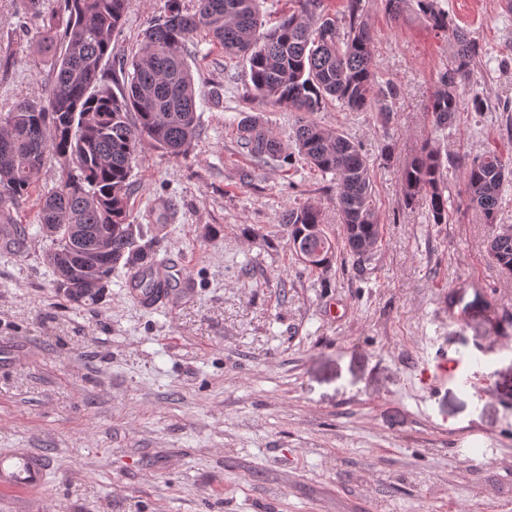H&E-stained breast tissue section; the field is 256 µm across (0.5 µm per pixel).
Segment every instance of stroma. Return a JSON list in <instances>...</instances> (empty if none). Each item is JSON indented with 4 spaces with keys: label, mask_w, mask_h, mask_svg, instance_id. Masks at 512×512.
<instances>
[{
    "label": "stroma",
    "mask_w": 512,
    "mask_h": 512,
    "mask_svg": "<svg viewBox=\"0 0 512 512\" xmlns=\"http://www.w3.org/2000/svg\"><path fill=\"white\" fill-rule=\"evenodd\" d=\"M479 44L462 105L437 129L430 100L452 48L417 8L362 0L388 111L338 102L310 118L359 144L383 240L359 261L337 249L309 271L282 215L316 205L339 231L336 177L294 153L297 113L249 94L245 59L197 33L188 59L200 132L187 155L144 146L130 221L149 260L181 266L173 307L144 308L116 269L97 304L68 302L43 261L38 194L47 159L0 240V450L48 461L39 490L0 494V512H512V275L488 251L512 229V182L496 223L469 204L463 166L496 150L512 164V11L501 0H438ZM0 0V110L45 98L51 64L36 15ZM165 0H128L109 68L135 51ZM291 150L242 153V114ZM448 158V221L405 206L402 168L422 145ZM465 295L458 311L451 299ZM472 357L463 377L439 361Z\"/></svg>",
    "instance_id": "1"
}]
</instances>
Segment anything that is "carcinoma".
Wrapping results in <instances>:
<instances>
[{
	"label": "carcinoma",
	"mask_w": 512,
	"mask_h": 512,
	"mask_svg": "<svg viewBox=\"0 0 512 512\" xmlns=\"http://www.w3.org/2000/svg\"><path fill=\"white\" fill-rule=\"evenodd\" d=\"M193 2L188 8L184 0H166L165 14L151 22L137 52L122 64L116 93L106 65L112 39L122 31L126 0H56L46 11L40 0H25V10L41 20L38 47L51 56L52 84L46 99L22 100L0 113V224L11 223L12 207L30 193L47 155L53 154L61 176L39 198L37 217L50 240L44 261L70 300L89 287L91 275L100 288L109 287L112 271L121 264L138 267V286L153 287L145 283L151 268L128 222L130 179L144 145L179 157L197 136L198 90L186 58L194 34L203 31L224 53L245 58L250 91L272 106L317 112L331 97L352 111H388L394 92L381 90L375 79L373 34L360 0H348L350 33L343 40L335 21L320 11L323 0H293V9L270 27L259 0ZM416 5L432 30L455 47L430 102L436 126L444 127L459 110V83L480 49L464 29L451 24L437 0H416ZM237 139L257 161L288 159L282 143L255 115L238 122ZM294 145L314 169L338 176L343 230L336 237L327 233L314 205L290 210L281 222L289 227L293 251L322 252L310 270L327 265L340 241L359 258L372 253L383 224L360 147L304 117L297 120ZM446 163L438 150L424 145L402 171L404 204L422 200L435 224L448 222ZM511 180L512 172L495 150L465 167L470 203L484 223H496L500 194ZM490 254L512 274V234H496Z\"/></svg>",
	"instance_id": "carcinoma-1"
}]
</instances>
